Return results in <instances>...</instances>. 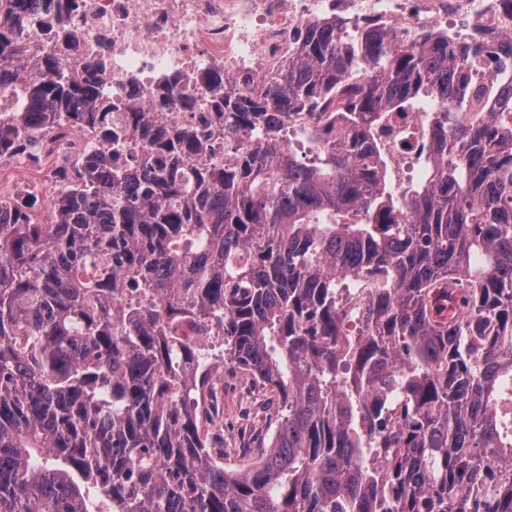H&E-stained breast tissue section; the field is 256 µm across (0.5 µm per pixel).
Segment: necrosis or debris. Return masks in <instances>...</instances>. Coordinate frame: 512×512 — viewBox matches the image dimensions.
Listing matches in <instances>:
<instances>
[{"instance_id": "1", "label": "necrosis or debris", "mask_w": 512, "mask_h": 512, "mask_svg": "<svg viewBox=\"0 0 512 512\" xmlns=\"http://www.w3.org/2000/svg\"><path fill=\"white\" fill-rule=\"evenodd\" d=\"M77 34L81 57L100 63L113 99L163 111L172 124L198 122L215 91V78L236 92L267 80L293 55L300 34L318 19L336 20L356 32L370 19L382 20L401 37L429 30L450 38L475 34L487 39L512 30V14L499 0H62ZM347 105L343 95L311 111L292 115L291 126L321 127L337 133ZM435 105L393 113L378 131L388 166L399 183L410 180L417 144L438 113ZM82 129L65 126L36 144L20 143L0 158L5 171L36 173L33 181L4 185L0 201L25 197L49 205L71 175L78 158L95 150Z\"/></svg>"}]
</instances>
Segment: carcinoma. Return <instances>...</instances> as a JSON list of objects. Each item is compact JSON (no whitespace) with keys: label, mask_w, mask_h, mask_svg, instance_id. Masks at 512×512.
I'll list each match as a JSON object with an SVG mask.
<instances>
[{"label":"carcinoma","mask_w":512,"mask_h":512,"mask_svg":"<svg viewBox=\"0 0 512 512\" xmlns=\"http://www.w3.org/2000/svg\"><path fill=\"white\" fill-rule=\"evenodd\" d=\"M31 29L0 0V153L50 122L119 153L89 154L48 224L0 205V512H512V131L485 116L512 104V36L316 20L198 127L119 111L77 37L33 59ZM356 72L342 135L302 130L299 156L290 115ZM433 102L460 118L431 120L399 185L374 129ZM188 317L273 396L246 467L209 453Z\"/></svg>","instance_id":"obj_1"}]
</instances>
